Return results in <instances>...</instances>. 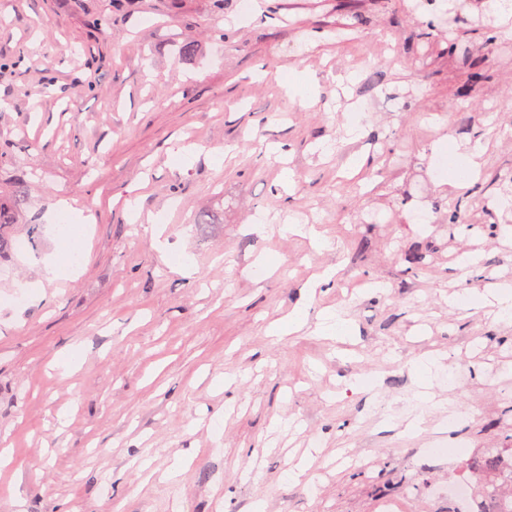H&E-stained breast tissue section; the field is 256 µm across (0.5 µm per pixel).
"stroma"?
Returning <instances> with one entry per match:
<instances>
[{
    "instance_id": "stroma-1",
    "label": "stroma",
    "mask_w": 512,
    "mask_h": 512,
    "mask_svg": "<svg viewBox=\"0 0 512 512\" xmlns=\"http://www.w3.org/2000/svg\"><path fill=\"white\" fill-rule=\"evenodd\" d=\"M417 2L0 0V58L28 56L0 69V191H28L15 237L39 226L0 262V512H458L445 487L512 431V320L486 303L512 204L483 191L512 177V15ZM476 145L455 188L438 158ZM64 199L92 215L75 239ZM294 310L308 328L269 335ZM329 311L346 339L311 333ZM424 383L441 405L410 433ZM459 165L462 173L455 176V184L460 188L467 187L470 182L478 178L482 167V153L475 149L466 154H461Z\"/></svg>"
}]
</instances>
